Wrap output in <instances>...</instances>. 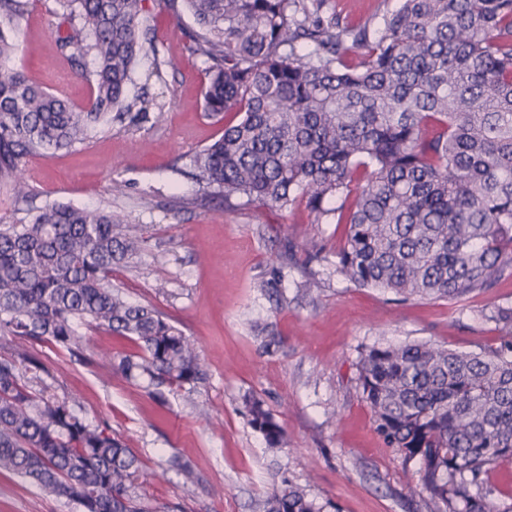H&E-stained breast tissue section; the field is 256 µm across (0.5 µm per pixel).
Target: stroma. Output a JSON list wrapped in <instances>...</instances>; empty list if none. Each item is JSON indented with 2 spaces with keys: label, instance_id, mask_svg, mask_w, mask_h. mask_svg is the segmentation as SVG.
<instances>
[{
  "label": "stroma",
  "instance_id": "stroma-1",
  "mask_svg": "<svg viewBox=\"0 0 512 512\" xmlns=\"http://www.w3.org/2000/svg\"><path fill=\"white\" fill-rule=\"evenodd\" d=\"M29 3L17 26L16 65L85 107L89 72L71 67L56 48L68 22L54 0ZM399 3L328 0V7L360 27ZM143 5L159 54L139 61L128 94L153 99L163 119L115 124L71 149L31 158L39 172L30 185L32 204L109 209L135 226L139 263L114 269L112 284L182 329L205 376L156 398L146 381L127 379L110 363L137 345L102 329H81L73 353L6 337L0 352L19 358L34 390L76 398L88 422L108 426L131 448L148 475L138 492L152 505L263 512L272 489L289 482L328 504V512H433L427 499L409 494L402 458L378 435L356 362L364 347L378 343L430 342L466 352L498 346L503 330L494 312L512 307V266L492 288L460 302L404 300L337 274L345 225L314 223L301 206L281 211L243 199L202 201L186 175L191 160L239 116L204 110L205 65L184 36L192 17L173 14L164 0ZM116 180L125 183L123 192H113ZM313 242L321 253L311 260L306 247ZM288 249L293 258L282 287L274 269ZM30 356L41 369H29ZM248 396L261 399L284 428L286 447L269 448L251 427L243 407ZM0 512L79 509L0 471Z\"/></svg>",
  "mask_w": 512,
  "mask_h": 512
}]
</instances>
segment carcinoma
<instances>
[{"instance_id": "obj_1", "label": "carcinoma", "mask_w": 512, "mask_h": 512, "mask_svg": "<svg viewBox=\"0 0 512 512\" xmlns=\"http://www.w3.org/2000/svg\"><path fill=\"white\" fill-rule=\"evenodd\" d=\"M143 0H56L78 24L58 52L92 58L83 109L10 65L15 21L29 0H0V187L30 198L23 160L51 156L112 121H156L130 98L135 63L158 55L141 30ZM193 16L188 50L205 58V111L241 119L193 158L203 199L288 210L346 224L336 273L403 299L461 301L512 262V0H402L375 30L351 28L327 0H166ZM358 49L362 62L345 55ZM350 205H335L338 199ZM138 253L136 229L107 210L48 204L0 222V336L68 350L78 328L131 336L129 378L194 384V342L151 305L112 288ZM495 318L499 346L458 352L413 342L374 344L357 381L377 433L407 463L413 493L437 512H512L489 498L490 475L512 460V308ZM272 449L284 428L259 399L244 403ZM0 470L90 512H149L135 488L137 456L69 401L39 397L13 355L0 354ZM264 512H325L300 486L274 488Z\"/></svg>"}]
</instances>
